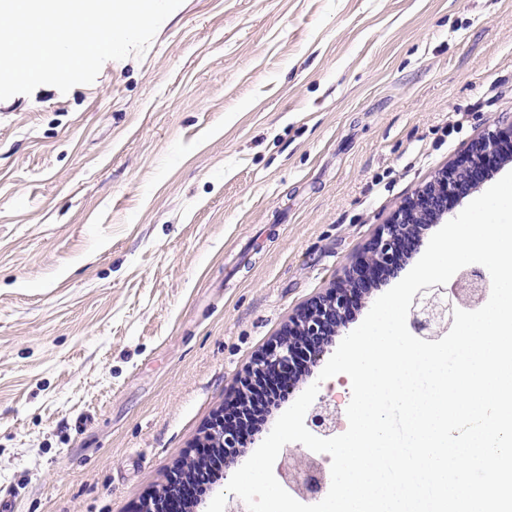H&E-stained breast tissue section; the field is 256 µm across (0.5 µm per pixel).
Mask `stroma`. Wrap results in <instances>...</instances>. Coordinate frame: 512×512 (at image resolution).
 I'll use <instances>...</instances> for the list:
<instances>
[{
	"label": "stroma",
	"mask_w": 512,
	"mask_h": 512,
	"mask_svg": "<svg viewBox=\"0 0 512 512\" xmlns=\"http://www.w3.org/2000/svg\"><path fill=\"white\" fill-rule=\"evenodd\" d=\"M512 119V0H183L0 101V512H138L401 201ZM289 401L348 425L347 375Z\"/></svg>",
	"instance_id": "1"
}]
</instances>
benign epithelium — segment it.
Listing matches in <instances>:
<instances>
[{
  "mask_svg": "<svg viewBox=\"0 0 512 512\" xmlns=\"http://www.w3.org/2000/svg\"><path fill=\"white\" fill-rule=\"evenodd\" d=\"M512 158V120L497 122L480 137L471 141L456 161L438 171L428 182L417 188L377 233L365 244L358 257L345 271L344 279L324 296L313 299L293 316L275 339L259 355L242 387L256 388L271 378L293 380L307 364L321 360L329 342L346 327L348 312L361 299V285L380 273L393 274L401 268L405 247L422 244L429 225L439 224L448 216L451 200L459 201L474 191L495 164ZM480 289L476 302L485 299L488 281L479 270L460 275L452 286L435 285L420 289L413 297L409 325L415 335L426 340H438L454 322L453 311L463 305L465 285ZM337 421V409L325 400L308 415L307 426L329 436ZM223 451L224 469L238 465L239 436L226 423L214 422L203 438ZM279 474L287 480L289 490L303 498H313L327 484V478L311 457ZM176 485L163 488L145 498L139 512H162L163 503Z\"/></svg>",
  "mask_w": 512,
  "mask_h": 512,
  "instance_id": "benign-epithelium-1",
  "label": "benign epithelium"
}]
</instances>
